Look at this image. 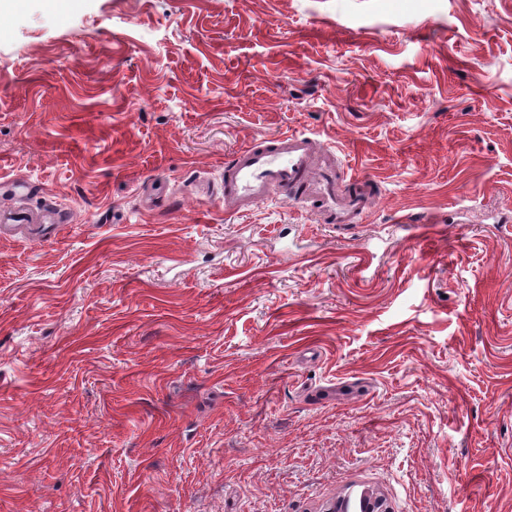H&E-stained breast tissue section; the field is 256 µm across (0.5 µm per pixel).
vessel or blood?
<instances>
[{
    "instance_id": "vessel-or-blood-1",
    "label": "vessel or blood",
    "mask_w": 512,
    "mask_h": 512,
    "mask_svg": "<svg viewBox=\"0 0 512 512\" xmlns=\"http://www.w3.org/2000/svg\"><path fill=\"white\" fill-rule=\"evenodd\" d=\"M314 155V142L300 133L260 138L235 151L224 164L225 212L248 211L277 191L286 202L317 211L324 223H358L368 204L366 179L350 177V190H343L335 169L313 174Z\"/></svg>"
}]
</instances>
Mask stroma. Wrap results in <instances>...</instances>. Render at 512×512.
I'll return each instance as SVG.
<instances>
[{"label":"stroma","instance_id":"stroma-1","mask_svg":"<svg viewBox=\"0 0 512 512\" xmlns=\"http://www.w3.org/2000/svg\"><path fill=\"white\" fill-rule=\"evenodd\" d=\"M3 211L0 512H512V0H0ZM315 149L308 136L289 133L256 139L235 151L224 162V211H248L278 190L286 202L317 211L325 224H358L368 204V181L351 175L348 184L354 187L345 193L336 185L334 168L315 177ZM377 498L373 491L363 489L360 494H351L336 501L332 512H374L369 509L370 499Z\"/></svg>","mask_w":512,"mask_h":512}]
</instances>
